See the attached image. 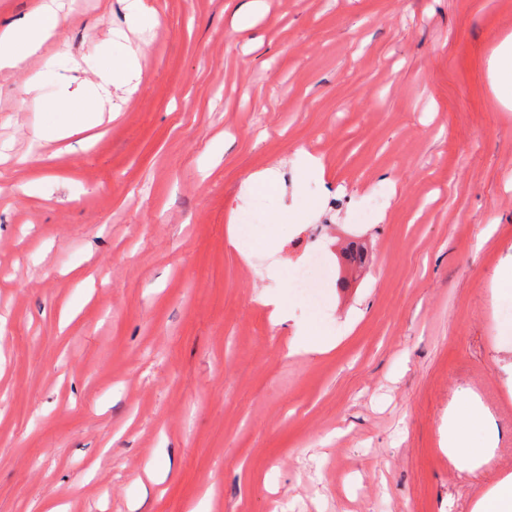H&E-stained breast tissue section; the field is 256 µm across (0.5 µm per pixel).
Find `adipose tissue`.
Wrapping results in <instances>:
<instances>
[{
    "instance_id": "obj_1",
    "label": "adipose tissue",
    "mask_w": 512,
    "mask_h": 512,
    "mask_svg": "<svg viewBox=\"0 0 512 512\" xmlns=\"http://www.w3.org/2000/svg\"><path fill=\"white\" fill-rule=\"evenodd\" d=\"M63 8L62 0H39L22 20L1 29L0 71L20 68L35 55L57 33L64 19ZM145 56V46L122 43L114 46L108 56L87 58L94 80L82 81L74 89L61 86L59 93L51 98V110L61 113L63 119L46 131V139L66 138L100 125L104 86L119 89L138 78ZM485 418V409L474 396L463 398L449 411L448 453L455 462L473 469L487 461L493 439L483 432Z\"/></svg>"
}]
</instances>
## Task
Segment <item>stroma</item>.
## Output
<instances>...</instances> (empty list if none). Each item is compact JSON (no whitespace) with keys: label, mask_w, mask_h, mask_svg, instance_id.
I'll return each mask as SVG.
<instances>
[{"label":"stroma","mask_w":512,"mask_h":512,"mask_svg":"<svg viewBox=\"0 0 512 512\" xmlns=\"http://www.w3.org/2000/svg\"><path fill=\"white\" fill-rule=\"evenodd\" d=\"M64 3L0 72V512H471L512 473V0H144L118 114L48 142L31 78L79 84L126 27ZM314 253L318 288H283ZM302 331L336 343L287 356ZM492 64L496 69L498 90L506 97L512 92V35L505 38L494 50ZM485 409L476 396H468L448 411V454L456 464L472 470L488 459L493 438L481 435Z\"/></svg>","instance_id":"obj_1"}]
</instances>
